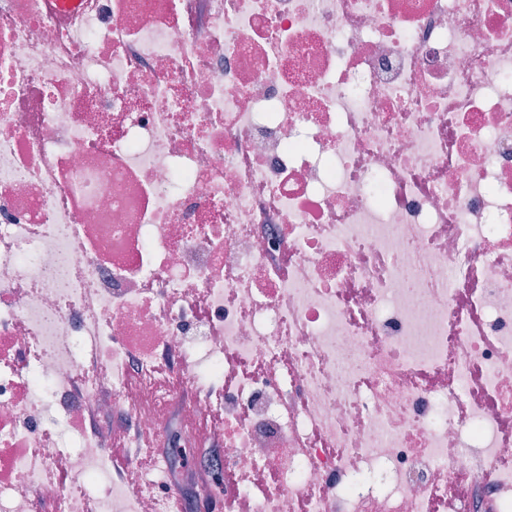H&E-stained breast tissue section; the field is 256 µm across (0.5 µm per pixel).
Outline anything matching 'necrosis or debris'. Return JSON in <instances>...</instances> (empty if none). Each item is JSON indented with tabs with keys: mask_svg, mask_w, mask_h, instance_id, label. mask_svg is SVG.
I'll list each match as a JSON object with an SVG mask.
<instances>
[{
	"mask_svg": "<svg viewBox=\"0 0 512 512\" xmlns=\"http://www.w3.org/2000/svg\"><path fill=\"white\" fill-rule=\"evenodd\" d=\"M174 415L224 512H512V0H0V512H182Z\"/></svg>",
	"mask_w": 512,
	"mask_h": 512,
	"instance_id": "4bbe7bcc",
	"label": "necrosis or debris"
}]
</instances>
